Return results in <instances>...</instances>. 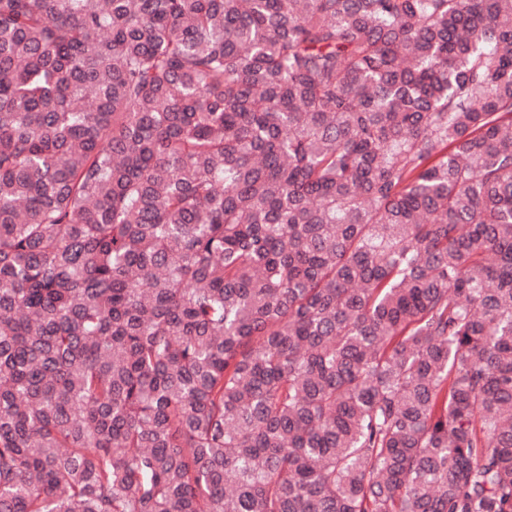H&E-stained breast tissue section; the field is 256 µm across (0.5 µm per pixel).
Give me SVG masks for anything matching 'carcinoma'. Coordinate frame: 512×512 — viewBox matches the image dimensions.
<instances>
[{
  "label": "carcinoma",
  "instance_id": "1",
  "mask_svg": "<svg viewBox=\"0 0 512 512\" xmlns=\"http://www.w3.org/2000/svg\"><path fill=\"white\" fill-rule=\"evenodd\" d=\"M0 512H512V0H0Z\"/></svg>",
  "mask_w": 512,
  "mask_h": 512
}]
</instances>
